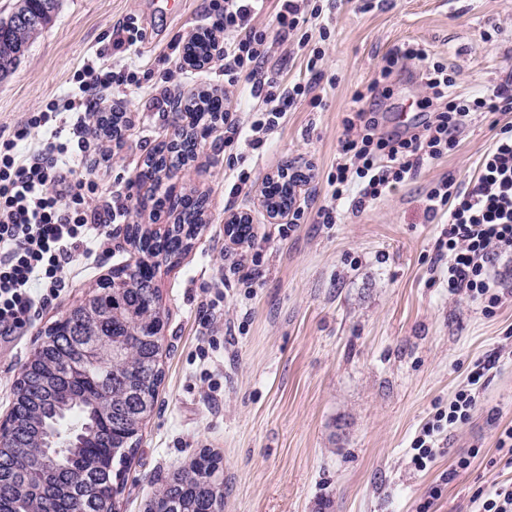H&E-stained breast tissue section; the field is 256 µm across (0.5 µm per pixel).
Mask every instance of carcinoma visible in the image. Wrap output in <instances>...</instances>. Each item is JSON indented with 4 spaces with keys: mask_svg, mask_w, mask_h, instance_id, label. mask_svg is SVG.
I'll use <instances>...</instances> for the list:
<instances>
[{
    "mask_svg": "<svg viewBox=\"0 0 512 512\" xmlns=\"http://www.w3.org/2000/svg\"><path fill=\"white\" fill-rule=\"evenodd\" d=\"M58 0H17L0 18V80L49 24ZM196 127L177 142L162 138L138 172L161 183L194 157L198 136L211 133L223 101L203 92L185 101ZM96 130L118 136L119 114L96 115ZM269 204L288 199V186L268 181ZM192 205L160 239L135 225L127 240L143 259L112 270L40 336L13 388L0 422V512H117V497L138 451L139 433L154 409L166 321L154 270L182 255L203 224ZM144 512H224L220 458L208 449L162 480Z\"/></svg>",
    "mask_w": 512,
    "mask_h": 512,
    "instance_id": "carcinoma-1",
    "label": "carcinoma"
}]
</instances>
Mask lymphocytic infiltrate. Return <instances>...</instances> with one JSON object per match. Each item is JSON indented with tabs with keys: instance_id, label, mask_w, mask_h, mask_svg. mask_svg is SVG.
I'll list each match as a JSON object with an SVG mask.
<instances>
[{
	"instance_id": "f902f5d3",
	"label": "lymphocytic infiltrate",
	"mask_w": 512,
	"mask_h": 512,
	"mask_svg": "<svg viewBox=\"0 0 512 512\" xmlns=\"http://www.w3.org/2000/svg\"><path fill=\"white\" fill-rule=\"evenodd\" d=\"M266 0H224L212 23L224 34V73L244 80L257 105L245 117L225 116L226 145L242 141L260 149L298 96L307 94L301 84H290L268 68L272 46L257 30L255 20ZM320 7H306L301 0H282L276 14L279 29L297 34L298 49H309L306 67L314 69L321 51L311 48L313 36H326ZM418 60L428 93L420 101L418 122L387 131L375 110L360 109L346 120L342 144L343 163L330 179L328 204L317 216L322 223L337 219L339 201L354 209L380 199L405 177L414 175L425 160L441 157L463 132L471 114L489 109L512 110V84L495 86L483 97L457 94L456 73L439 61H429L420 46L405 44L393 50L379 70L387 79L400 61ZM135 73H98L88 62L78 93L66 101L65 110L49 105L18 126L11 138L0 140V337L18 335L41 312L51 307L66 286L67 274L80 261L97 259L102 242L112 236V225L122 217L127 202L116 198L105 216L89 209L88 193L96 189L83 177L74 161L85 146V131L99 112L103 95L112 86L135 85ZM41 131L36 147L19 153V142L32 131ZM425 210L447 219L434 249L437 261L448 269V291L463 292L493 313L502 302L489 274L490 264L512 256V123L501 126L493 148L483 157L479 174L469 189L443 178L425 196ZM498 355L476 363L467 387L459 389L447 408L437 409L431 421L412 441V462L426 469L443 450L442 436L468 423L477 406L475 385L495 367Z\"/></svg>"
}]
</instances>
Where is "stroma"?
I'll list each match as a JSON object with an SVG mask.
<instances>
[{"mask_svg":"<svg viewBox=\"0 0 512 512\" xmlns=\"http://www.w3.org/2000/svg\"><path fill=\"white\" fill-rule=\"evenodd\" d=\"M209 3L59 0L52 22L0 81V137L7 139L28 113L64 97L97 50L107 52L105 67L140 79L139 86L113 88L103 104L129 120L121 144L87 134L80 161L98 186L91 207L104 209L118 195L132 199L112 227V256L70 272L53 308L26 335L0 344V420L41 332L96 280L137 259L125 239L127 224L154 231L174 222L171 214L154 220L149 192L136 188L174 104L202 90L227 93L241 108L250 104L243 86H228L220 58L199 70L166 59L173 36L211 25ZM279 7L269 0L255 25L267 32L271 62L284 81L310 86L311 97L288 109L262 148L224 146L223 132H215L158 187L175 201L203 200L205 222L185 254L156 269L167 317L164 375L119 508L144 512L150 478L167 476L208 448L222 458L224 512H417L435 486L441 494L430 512H473L478 489L512 483V466L498 446L501 430L512 427V358L490 370L471 419L449 433L426 470L412 464L411 443L473 365L506 344L512 258L489 267L502 296L494 314L467 295L449 294L446 269L434 260L442 225L428 218L424 198L443 177L468 187L494 145V123L512 122V112L473 115L455 147L364 211L339 204L333 224L318 223L316 212L330 199L328 177L342 160L355 94H362V108L384 112L390 128L413 118L427 94L410 66L384 80L390 94L381 96L372 82L383 58L402 44H421L456 71L458 93H484L512 78V0H372L367 10L360 0H338L324 18L330 38L316 78L291 53L296 35H280ZM122 21L134 23L138 40L109 49L106 35ZM304 164L315 167L296 199L304 215L284 234L259 205L262 183L278 168ZM242 170L251 185L231 194ZM241 211L252 216L253 242H233L224 232L225 218ZM240 253L249 261L237 268L232 260ZM212 301L218 308L210 316ZM473 448L478 455L470 467L451 476Z\"/></svg>","mask_w":512,"mask_h":512,"instance_id":"35a3bbf8","label":"stroma"}]
</instances>
